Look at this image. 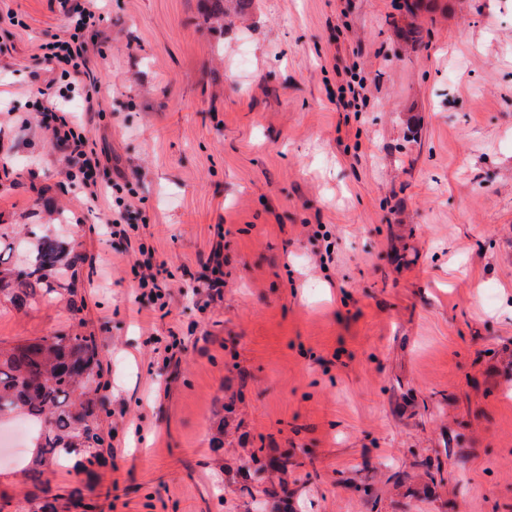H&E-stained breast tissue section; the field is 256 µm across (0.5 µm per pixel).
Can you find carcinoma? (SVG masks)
I'll list each match as a JSON object with an SVG mask.
<instances>
[{
	"mask_svg": "<svg viewBox=\"0 0 512 512\" xmlns=\"http://www.w3.org/2000/svg\"><path fill=\"white\" fill-rule=\"evenodd\" d=\"M84 255L62 241L44 236L28 248L23 263L0 255V297L17 308L35 298L67 300L78 326L77 268ZM102 361L95 336L77 330L0 346V418L17 417L30 424L32 452L23 467L37 492L27 499V512H71L80 505L91 509L94 485L86 482L68 496L51 493L43 475L55 468L92 474L104 460L105 438L97 410Z\"/></svg>",
	"mask_w": 512,
	"mask_h": 512,
	"instance_id": "obj_1",
	"label": "carcinoma"
}]
</instances>
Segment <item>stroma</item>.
<instances>
[{"label": "stroma", "mask_w": 512, "mask_h": 512, "mask_svg": "<svg viewBox=\"0 0 512 512\" xmlns=\"http://www.w3.org/2000/svg\"><path fill=\"white\" fill-rule=\"evenodd\" d=\"M77 2L0 0V232L86 257L92 512H512V0H103L67 108L126 238L43 124ZM71 325L0 301L2 343Z\"/></svg>", "instance_id": "obj_1"}]
</instances>
